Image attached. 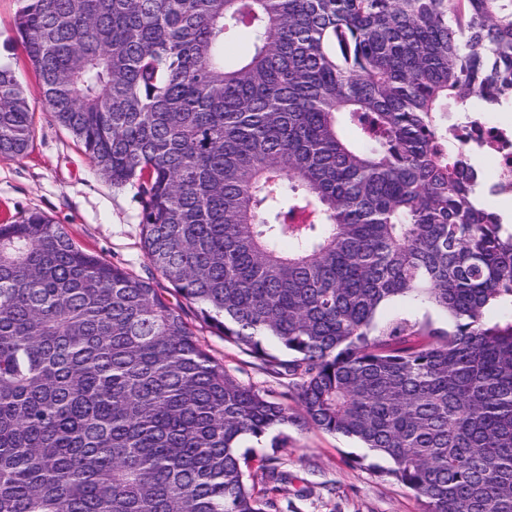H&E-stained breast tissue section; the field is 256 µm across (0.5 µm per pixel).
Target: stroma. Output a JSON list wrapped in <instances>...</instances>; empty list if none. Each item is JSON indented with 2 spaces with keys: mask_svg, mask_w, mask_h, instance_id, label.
Masks as SVG:
<instances>
[{
  "mask_svg": "<svg viewBox=\"0 0 512 512\" xmlns=\"http://www.w3.org/2000/svg\"><path fill=\"white\" fill-rule=\"evenodd\" d=\"M17 6V0H0V63L19 77L35 131L25 157H0V222L41 212L65 225L81 247L134 277L165 287L142 249L141 208L134 186H112L72 134L52 118L38 77L14 40ZM184 311L187 320L196 324L203 347L239 381L276 394L286 391V380L272 376L245 350L199 324L194 305L185 304ZM287 433L288 445L279 449L278 457L290 479L278 499L290 504L291 512H423L412 491L377 476L374 467L381 459L369 449L313 428L291 427Z\"/></svg>",
  "mask_w": 512,
  "mask_h": 512,
  "instance_id": "1",
  "label": "stroma"
}]
</instances>
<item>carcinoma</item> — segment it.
Listing matches in <instances>:
<instances>
[{"label": "carcinoma", "mask_w": 512, "mask_h": 512, "mask_svg": "<svg viewBox=\"0 0 512 512\" xmlns=\"http://www.w3.org/2000/svg\"><path fill=\"white\" fill-rule=\"evenodd\" d=\"M18 2L55 121L137 188L148 262L295 405L30 212L0 224V512H280L290 426L388 460L425 512H512V227L463 136L512 101V0ZM33 136L0 65V156ZM174 304L180 303L185 311L187 320L197 328V335L204 348H206L229 373L242 383L254 388L279 394L287 391L288 379H278L266 371L262 363L251 357L245 350L234 344L224 341L212 329L201 323L196 317V307L184 299L167 295ZM177 298V299H176Z\"/></svg>", "instance_id": "1"}]
</instances>
